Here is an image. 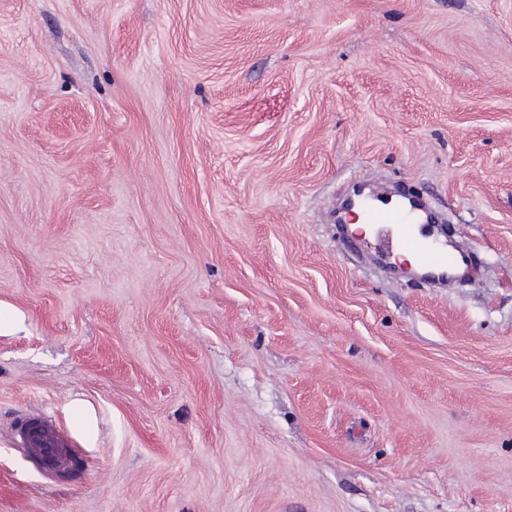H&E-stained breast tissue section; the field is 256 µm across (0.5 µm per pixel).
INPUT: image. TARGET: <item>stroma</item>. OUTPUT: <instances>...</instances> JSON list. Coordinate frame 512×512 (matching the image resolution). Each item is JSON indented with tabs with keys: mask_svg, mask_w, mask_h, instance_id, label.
Instances as JSON below:
<instances>
[{
	"mask_svg": "<svg viewBox=\"0 0 512 512\" xmlns=\"http://www.w3.org/2000/svg\"><path fill=\"white\" fill-rule=\"evenodd\" d=\"M0 305V512H512V0H0ZM353 199V204L367 214L371 224L357 218L352 229L369 234L373 231L372 224H375L378 228L375 249L378 252L390 253L400 246L413 248L420 254L430 277L439 281L448 280L460 270H463V274L475 270L469 255L462 252H454L456 255L452 253L455 261L448 265V238L441 231L435 214L422 199L405 192L386 195L371 190L362 197L350 198L344 210ZM15 439L27 448L29 457L47 469H59L70 462V436L57 424L41 413L29 414L15 423ZM55 459L56 467L46 461Z\"/></svg>",
	"mask_w": 512,
	"mask_h": 512,
	"instance_id": "obj_1",
	"label": "stroma"
}]
</instances>
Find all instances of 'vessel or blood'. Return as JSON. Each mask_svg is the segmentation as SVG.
<instances>
[{
  "label": "vessel or blood",
  "mask_w": 512,
  "mask_h": 512,
  "mask_svg": "<svg viewBox=\"0 0 512 512\" xmlns=\"http://www.w3.org/2000/svg\"><path fill=\"white\" fill-rule=\"evenodd\" d=\"M355 204L378 228L377 251L390 253L402 246L413 248L420 254L431 277L441 281L461 271L472 272L469 255L461 252L449 255L448 239L422 199L405 192L392 197L372 190L356 198ZM15 439L38 464H45L52 458L62 468L70 462V436L42 414L18 419Z\"/></svg>",
  "instance_id": "obj_1"
}]
</instances>
